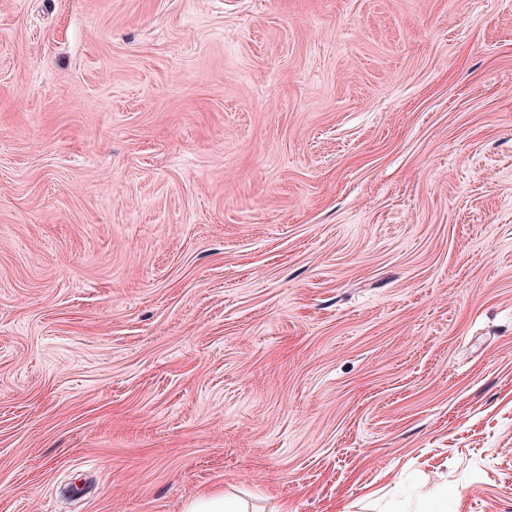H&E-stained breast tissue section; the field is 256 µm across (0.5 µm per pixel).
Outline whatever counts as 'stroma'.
Segmentation results:
<instances>
[{"instance_id":"1","label":"stroma","mask_w":512,"mask_h":512,"mask_svg":"<svg viewBox=\"0 0 512 512\" xmlns=\"http://www.w3.org/2000/svg\"><path fill=\"white\" fill-rule=\"evenodd\" d=\"M512 512V0H0V512ZM184 512H245L238 501L224 493L202 494L193 497Z\"/></svg>"}]
</instances>
